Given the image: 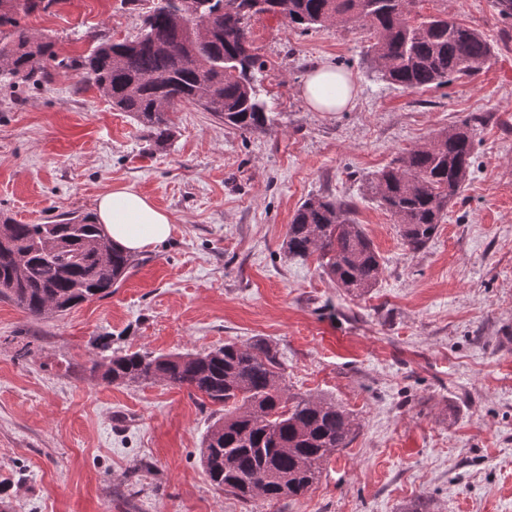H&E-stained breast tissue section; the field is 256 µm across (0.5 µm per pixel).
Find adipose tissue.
Instances as JSON below:
<instances>
[{
    "mask_svg": "<svg viewBox=\"0 0 512 512\" xmlns=\"http://www.w3.org/2000/svg\"><path fill=\"white\" fill-rule=\"evenodd\" d=\"M347 72L328 65L316 66L308 75L302 93L318 112H339L353 100ZM100 224L113 243L136 253L165 241L172 232L166 213L133 187H115L96 201Z\"/></svg>",
    "mask_w": 512,
    "mask_h": 512,
    "instance_id": "adipose-tissue-1",
    "label": "adipose tissue"
}]
</instances>
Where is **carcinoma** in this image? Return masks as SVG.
Wrapping results in <instances>:
<instances>
[{"label":"carcinoma","mask_w":512,"mask_h":512,"mask_svg":"<svg viewBox=\"0 0 512 512\" xmlns=\"http://www.w3.org/2000/svg\"><path fill=\"white\" fill-rule=\"evenodd\" d=\"M152 0L142 32L103 41L78 58L59 57L55 44L21 23L52 13L63 0H0V80L34 84L45 63L83 70L85 79L118 112L132 114L160 148L174 137L170 106L192 103L224 124L245 131L265 126L266 104L256 89L262 62L253 53L247 20L279 15L302 30L361 23L373 42L368 53L383 79L404 89L441 87L474 76L488 62L490 44L477 30L448 17L411 15L415 0ZM189 14L177 22L176 13ZM473 136L464 123L437 133L369 180L368 189L401 224L404 245L416 251L434 235L448 202L469 179ZM349 205L311 197L297 209L283 243L291 257L318 255L321 266L349 294L376 287L380 256ZM15 250L0 249V294L33 317L55 306L64 314L112 286L134 266L131 253L114 245L90 212L60 214L46 224L0 222ZM113 383L164 382L224 407L208 429L200 461L211 484L242 500L293 499L317 483L321 466L346 448L356 430L336 401L288 393L278 352L262 341L234 342L207 353L151 355L112 348L101 336L91 372ZM276 477H267L268 470Z\"/></svg>","instance_id":"carcinoma-1"}]
</instances>
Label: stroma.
I'll return each mask as SVG.
<instances>
[{
	"mask_svg": "<svg viewBox=\"0 0 512 512\" xmlns=\"http://www.w3.org/2000/svg\"><path fill=\"white\" fill-rule=\"evenodd\" d=\"M148 7L64 0L24 23L77 57L135 36ZM412 11L482 33L493 54L480 74L403 89L378 74L361 24L302 31L257 15L265 128L184 103L163 149L80 71L0 82V213L44 224L132 184L172 222L108 297L33 317L0 296V512H406L424 500L431 512H512V18L495 0ZM322 63L354 82L345 111H313L300 93ZM464 121L472 173L433 238L409 250L367 180ZM310 197L351 205L382 258L368 294L337 288L318 257H286ZM102 336L156 354L268 342L289 393L335 399L357 431L306 495L243 501L200 463L219 406L162 382L104 380L90 370Z\"/></svg>",
	"mask_w": 512,
	"mask_h": 512,
	"instance_id": "obj_1",
	"label": "stroma"
}]
</instances>
